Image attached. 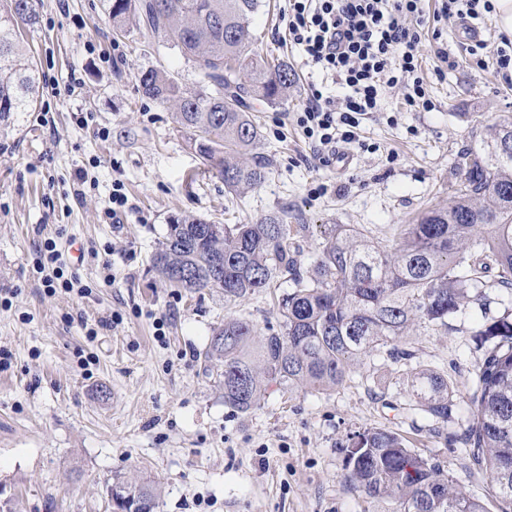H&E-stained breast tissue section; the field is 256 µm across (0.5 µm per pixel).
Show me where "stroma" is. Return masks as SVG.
<instances>
[{
	"label": "stroma",
	"instance_id": "obj_1",
	"mask_svg": "<svg viewBox=\"0 0 512 512\" xmlns=\"http://www.w3.org/2000/svg\"><path fill=\"white\" fill-rule=\"evenodd\" d=\"M109 4L37 0V24L20 27L39 98L0 124V354L8 356L0 363V512H112L106 487L117 474L151 482L158 512H392L391 502L343 478L341 445L365 427L399 433L499 512L494 487L466 449L410 410L394 364L375 362L332 391L269 393L247 414L225 407L222 368L205 366L201 355L225 318L277 325L271 297L189 293L171 287L152 259L182 215L252 224L287 208L289 223L305 227L294 239L305 269L326 225L393 239L399 225L448 206L464 178V152L486 127L512 117V83L473 65L455 21H440L441 38H425L421 50L434 109L396 111L400 92L388 90L393 123L361 131L371 151L353 149L346 168L323 167L288 115L324 76L285 43L284 0H262L254 47L287 62L296 86L279 106L255 103L258 150L274 164L263 184L235 194L171 111L139 87L141 72L163 68L192 91L196 71L150 32L132 26L113 37ZM73 74L80 94L55 93ZM116 181L134 209L112 224L103 212ZM321 182L327 193L312 195ZM48 240L88 294L46 293L34 265ZM77 246L95 248L96 257H76ZM481 319L473 306L447 329L410 339L417 362L463 394L484 356L472 336Z\"/></svg>",
	"mask_w": 512,
	"mask_h": 512
}]
</instances>
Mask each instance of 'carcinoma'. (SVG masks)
<instances>
[{
	"instance_id": "1",
	"label": "carcinoma",
	"mask_w": 512,
	"mask_h": 512,
	"mask_svg": "<svg viewBox=\"0 0 512 512\" xmlns=\"http://www.w3.org/2000/svg\"><path fill=\"white\" fill-rule=\"evenodd\" d=\"M0 13V120L36 103L33 62L16 41L14 21L36 23L33 0H10ZM260 0H112L115 33L136 25L160 36L199 75L189 92L165 69L139 77L143 94L173 109L194 150L243 193L272 167L256 151L261 139L249 101L276 106L288 100L295 76L284 61L253 47L250 25ZM464 180L452 204L402 224L392 244L372 242L352 224H333L313 267L304 275L288 239L306 225L288 224V211L255 224H211L174 218L153 257L171 285L216 290L243 299L277 282H292L278 298L279 329L260 332L246 318H227L214 330L204 361L222 363L224 405L247 413L275 386L332 390L376 357L404 367V391L438 424L456 407L448 376L412 365L409 337L420 328H448L470 303L486 308L480 289L494 283L512 291V121L505 120L470 149ZM488 342L468 396L470 423L459 436L512 512V316L481 325ZM346 482L393 512H488L485 504L437 460L408 448L386 428L349 434L342 445ZM112 501L156 512L158 492L122 477L107 485Z\"/></svg>"
}]
</instances>
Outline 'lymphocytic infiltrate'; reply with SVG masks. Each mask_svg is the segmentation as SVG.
<instances>
[{
    "label": "lymphocytic infiltrate",
    "instance_id": "1",
    "mask_svg": "<svg viewBox=\"0 0 512 512\" xmlns=\"http://www.w3.org/2000/svg\"><path fill=\"white\" fill-rule=\"evenodd\" d=\"M287 2L282 20L289 45L343 90L332 97L324 86L310 84L305 106L293 115L324 166L335 161L339 147L359 143L366 122L379 120L386 89L400 90V111L433 109L419 60L430 22L476 20L492 11V0H440L434 12L426 0Z\"/></svg>",
    "mask_w": 512,
    "mask_h": 512
}]
</instances>
